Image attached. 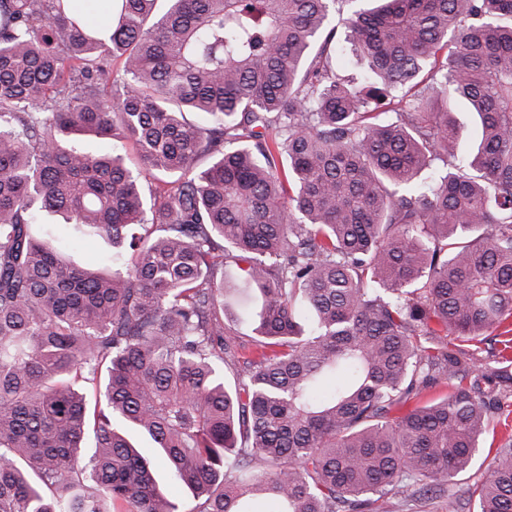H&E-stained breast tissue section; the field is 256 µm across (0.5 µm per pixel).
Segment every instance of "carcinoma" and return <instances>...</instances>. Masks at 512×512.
<instances>
[{
    "mask_svg": "<svg viewBox=\"0 0 512 512\" xmlns=\"http://www.w3.org/2000/svg\"><path fill=\"white\" fill-rule=\"evenodd\" d=\"M157 2L0 0V512H180L130 431L189 512H459L512 414L507 367L439 341L496 330L512 362V0H377L342 36L341 0ZM43 211L112 274L35 239ZM219 251L249 255L252 336ZM471 496L512 512L511 442ZM512 434V416L509 417V429L505 427L503 424V420L500 422L497 421V418L494 419L491 425L490 434L487 436L485 441H483L480 445L479 451L476 453L474 463L465 475L456 478L454 490L457 495L461 497L464 502H466V498L468 496V490L472 484L481 476L482 472L485 470L487 465L491 462L492 457L494 456L496 447L505 439L507 436ZM494 438V442L492 444L490 453L489 447ZM489 456L487 457V455ZM143 453L145 456L150 458L152 461L157 476L162 483L164 489L169 494H172L174 497L177 498L179 503H182L183 501H187V494L186 492L181 488L174 485V483L170 480L167 469L165 466L157 459L155 452L152 448V445L149 442H143L141 444ZM445 500L442 499H417L413 502H409L406 506L400 500L393 498L382 503V509L384 512H448L446 508Z\"/></svg>",
    "mask_w": 512,
    "mask_h": 512,
    "instance_id": "obj_1",
    "label": "carcinoma"
}]
</instances>
